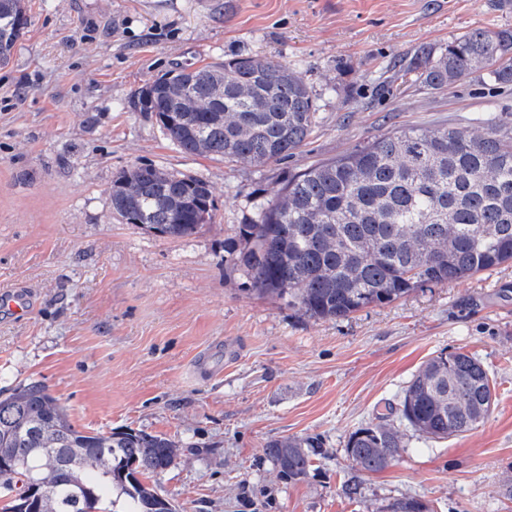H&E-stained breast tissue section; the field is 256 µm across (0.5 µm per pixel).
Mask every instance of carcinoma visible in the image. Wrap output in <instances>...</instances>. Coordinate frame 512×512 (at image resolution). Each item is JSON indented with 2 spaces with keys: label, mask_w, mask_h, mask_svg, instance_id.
Returning a JSON list of instances; mask_svg holds the SVG:
<instances>
[{
  "label": "carcinoma",
  "mask_w": 512,
  "mask_h": 512,
  "mask_svg": "<svg viewBox=\"0 0 512 512\" xmlns=\"http://www.w3.org/2000/svg\"><path fill=\"white\" fill-rule=\"evenodd\" d=\"M25 0H0V68L27 28ZM512 86V30L478 28L423 45L395 79L413 75L443 90L475 74ZM141 111L191 155L255 165L279 162L313 132L311 91L287 65L246 56L174 69L138 93ZM112 211L125 223L181 239L213 219L202 178L136 164L112 181ZM239 264L252 290L285 299L316 320H340L390 304L419 288L443 286L512 262V121L476 127H411L384 134L288 179L252 224L238 229ZM494 396L483 363L440 351L403 389L400 417L426 443L471 432ZM184 444L144 430L101 432L76 426L40 383L0 397V487L16 492L0 512H23L29 480L40 483L37 512H179L146 482L174 465ZM315 437L270 442L279 476L305 478ZM406 448L399 427L358 428L345 451L352 465L379 472ZM373 512H431L403 496Z\"/></svg>",
  "instance_id": "1"
}]
</instances>
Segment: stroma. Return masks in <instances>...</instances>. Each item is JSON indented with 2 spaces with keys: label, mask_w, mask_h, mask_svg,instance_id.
Masks as SVG:
<instances>
[{
  "label": "stroma",
  "mask_w": 512,
  "mask_h": 512,
  "mask_svg": "<svg viewBox=\"0 0 512 512\" xmlns=\"http://www.w3.org/2000/svg\"><path fill=\"white\" fill-rule=\"evenodd\" d=\"M31 23L0 69V394L48 387L77 426L164 434L185 449L151 478L182 512H369L402 496L434 512H512V264L340 320L251 291L226 250L288 178L415 126L512 118V87L479 77L436 91L391 78L423 45L512 27L498 0H27ZM256 55L311 89L318 122L293 156L257 166L190 155L137 94L168 71ZM134 163L205 179L214 218L165 239L112 212ZM487 368L492 414L463 437L363 472L358 427L391 416L440 350ZM321 446L307 477H278L265 449Z\"/></svg>",
  "instance_id": "obj_1"
}]
</instances>
